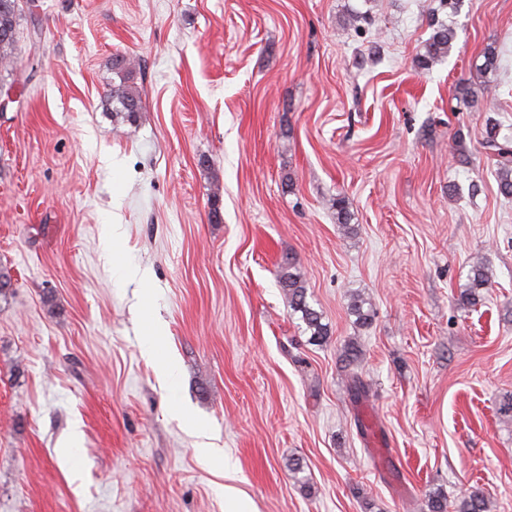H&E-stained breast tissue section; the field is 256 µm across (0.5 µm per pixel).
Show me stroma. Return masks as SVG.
<instances>
[{
  "label": "stroma",
  "instance_id": "obj_1",
  "mask_svg": "<svg viewBox=\"0 0 512 512\" xmlns=\"http://www.w3.org/2000/svg\"><path fill=\"white\" fill-rule=\"evenodd\" d=\"M441 23L452 49L421 68ZM490 46L492 102L476 71ZM116 54L143 101L117 129ZM2 83L0 512H224L227 466L258 512H429L476 487L512 512V199L484 146L490 123L512 136V0H35ZM113 221L145 279L106 259ZM476 256L494 278L471 308ZM287 259L324 341L278 285ZM202 441L224 464L196 456Z\"/></svg>",
  "mask_w": 512,
  "mask_h": 512
}]
</instances>
